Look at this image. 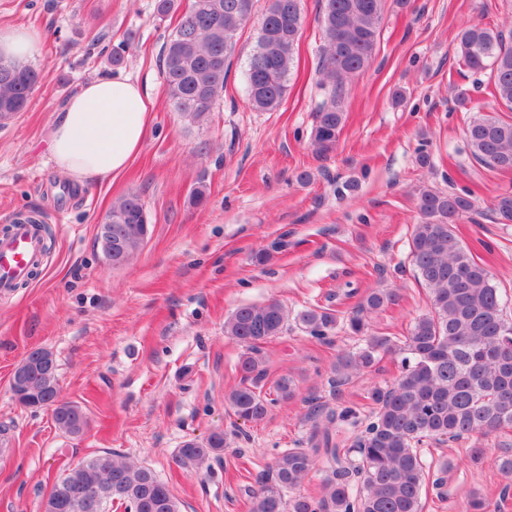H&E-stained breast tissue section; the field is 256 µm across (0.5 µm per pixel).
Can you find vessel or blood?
Masks as SVG:
<instances>
[{
  "label": "vessel or blood",
  "mask_w": 512,
  "mask_h": 512,
  "mask_svg": "<svg viewBox=\"0 0 512 512\" xmlns=\"http://www.w3.org/2000/svg\"><path fill=\"white\" fill-rule=\"evenodd\" d=\"M43 244L29 224L12 225L0 235V294H13L17 285L42 265Z\"/></svg>",
  "instance_id": "obj_1"
}]
</instances>
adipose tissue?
<instances>
[{"label":"adipose tissue","mask_w":512,"mask_h":512,"mask_svg":"<svg viewBox=\"0 0 512 512\" xmlns=\"http://www.w3.org/2000/svg\"><path fill=\"white\" fill-rule=\"evenodd\" d=\"M40 32L0 27V57L30 63L39 56ZM153 108L141 83L104 76L81 84L54 119L48 151L54 166L80 185L122 172L140 149Z\"/></svg>","instance_id":"adipose-tissue-1"}]
</instances>
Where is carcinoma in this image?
Returning a JSON list of instances; mask_svg holds the SVG:
<instances>
[{
    "label": "carcinoma",
    "mask_w": 512,
    "mask_h": 512,
    "mask_svg": "<svg viewBox=\"0 0 512 512\" xmlns=\"http://www.w3.org/2000/svg\"><path fill=\"white\" fill-rule=\"evenodd\" d=\"M255 0H188L175 30L162 47L166 100L190 124L209 119L224 93L230 58L240 31L253 14ZM387 0H323L319 23L323 44L318 68L322 100L311 140L320 152L336 144L343 122L346 87L374 55ZM303 24L302 0H265L255 45L249 55L246 85L249 106L273 112L288 93L295 49ZM460 66L488 75L491 95L512 111V40L504 31L472 24L459 36ZM44 73L32 65L0 71V124L24 111ZM467 150L477 163L512 171V120L491 114L470 118ZM419 221L410 256L416 276L429 289L430 309L415 318L398 344L376 334L371 315L396 301L388 288L370 290L350 312L311 307L294 322L309 336L323 339L341 326L364 344L340 354L330 383L340 388L372 368L382 352L401 355L400 375L367 393L363 415L354 406L316 405L311 430L294 448L281 451L270 483L262 484L255 512H422V496L431 466L420 445L434 440H483L512 429V320L505 302L482 264L452 230L475 210L470 190L422 188L416 196ZM492 211L501 224L512 223V196L497 199ZM112 236H121L132 259L147 234L145 205L129 193L105 216ZM288 330V311L272 299L241 306L224 322V335L243 348L239 384L228 403L237 419L258 423L270 407L295 394L294 382L280 378L263 391L266 371L262 344ZM25 408L53 407V421L65 434H83L88 419L82 407L60 398L58 365L45 348L31 350L13 373ZM224 450V432L183 441L176 458L182 466L201 465ZM324 472L318 497L298 489L310 472ZM91 491L102 512L119 504L126 512H179L166 482L151 468L102 451L66 470L42 502V512H91L82 496Z\"/></svg>",
    "instance_id": "obj_1"
}]
</instances>
